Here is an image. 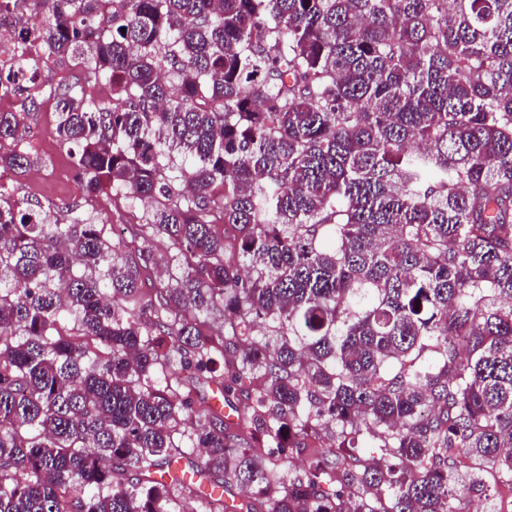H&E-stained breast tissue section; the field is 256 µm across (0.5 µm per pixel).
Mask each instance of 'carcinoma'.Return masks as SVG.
<instances>
[{
	"mask_svg": "<svg viewBox=\"0 0 512 512\" xmlns=\"http://www.w3.org/2000/svg\"><path fill=\"white\" fill-rule=\"evenodd\" d=\"M13 6L81 69L55 89L81 195L143 213L115 237L0 192V512H459L486 466L512 490V0ZM213 389H214V396L212 398V404H213L214 408L218 412L224 413L223 416H224V420L226 423H228V424L236 423L237 422L236 414H238V407H239V414H241L245 410H247V407L249 406V402L243 397L239 401H235V403L238 405V407L234 404L231 405L228 403H226L224 405V400L222 397V389L220 388V386L214 384ZM218 392L220 393V395H218Z\"/></svg>",
	"mask_w": 512,
	"mask_h": 512,
	"instance_id": "obj_1",
	"label": "carcinoma"
}]
</instances>
